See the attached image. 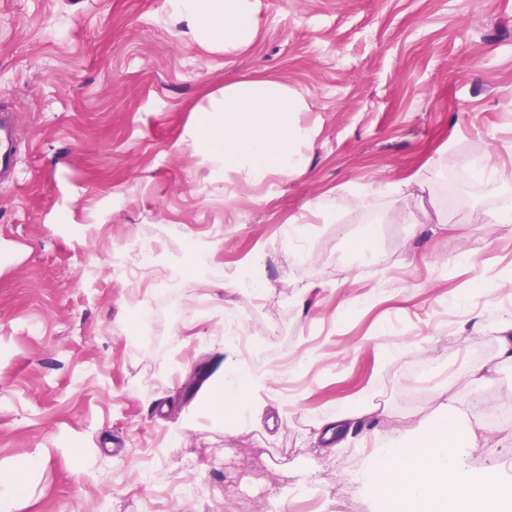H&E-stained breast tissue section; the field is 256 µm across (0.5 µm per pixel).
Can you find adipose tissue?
<instances>
[{
    "mask_svg": "<svg viewBox=\"0 0 512 512\" xmlns=\"http://www.w3.org/2000/svg\"><path fill=\"white\" fill-rule=\"evenodd\" d=\"M174 14L194 29L202 45L228 55L247 50L259 35L253 0H177ZM308 109L299 90L275 77L225 84L221 96L212 98L196 139L201 152L223 163L225 197L233 196L237 183L288 179L306 170L308 158L296 145L308 133L297 126L296 115ZM262 385L256 370L231 365L200 410L220 419L229 405L238 418L257 421L260 407L241 402L240 394ZM394 434L375 450L376 465L363 475L377 495L393 503L394 512H498L492 476L463 475L453 420L435 421L418 440L409 426Z\"/></svg>",
    "mask_w": 512,
    "mask_h": 512,
    "instance_id": "1",
    "label": "adipose tissue"
}]
</instances>
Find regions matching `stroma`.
<instances>
[{
	"label": "stroma",
	"mask_w": 512,
	"mask_h": 512,
	"mask_svg": "<svg viewBox=\"0 0 512 512\" xmlns=\"http://www.w3.org/2000/svg\"><path fill=\"white\" fill-rule=\"evenodd\" d=\"M254 2L258 39L227 56L170 0H0V106L30 148L0 187V467L39 459L15 512H389L360 480L374 448L449 392L470 411L460 371L496 361L512 223L487 216L512 178L480 171L512 170V0ZM258 76L305 95L309 165L228 200L197 121ZM426 163L425 188L371 195ZM312 206L301 261L288 220ZM193 243L209 266L181 271ZM145 244L156 261L128 279L115 257ZM257 254L261 299L233 284ZM228 309L265 342L256 425L199 410ZM359 401L384 415L326 450L321 422ZM458 449L512 486V435ZM189 474L203 500L177 498Z\"/></svg>",
	"instance_id": "stroma-1"
}]
</instances>
